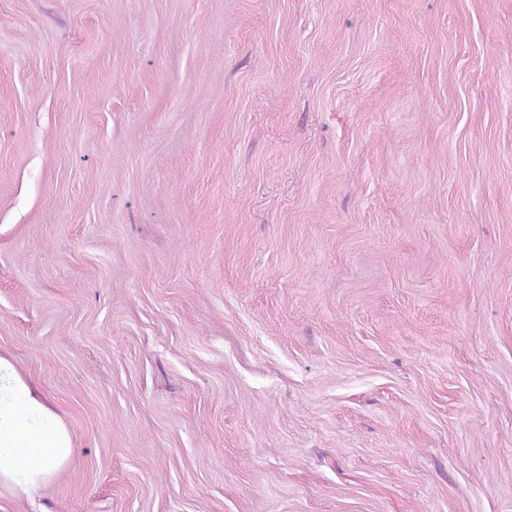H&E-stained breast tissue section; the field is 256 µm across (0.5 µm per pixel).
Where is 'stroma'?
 Instances as JSON below:
<instances>
[{
    "label": "stroma",
    "mask_w": 512,
    "mask_h": 512,
    "mask_svg": "<svg viewBox=\"0 0 512 512\" xmlns=\"http://www.w3.org/2000/svg\"><path fill=\"white\" fill-rule=\"evenodd\" d=\"M0 351V512H512V0H0ZM74 452L65 420L12 359L0 354V495L33 498Z\"/></svg>",
    "instance_id": "35a3bbf8"
}]
</instances>
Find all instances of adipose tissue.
<instances>
[{
	"instance_id": "1",
	"label": "adipose tissue",
	"mask_w": 512,
	"mask_h": 512,
	"mask_svg": "<svg viewBox=\"0 0 512 512\" xmlns=\"http://www.w3.org/2000/svg\"><path fill=\"white\" fill-rule=\"evenodd\" d=\"M74 452L65 420L12 359L0 354V494L33 498Z\"/></svg>"
}]
</instances>
